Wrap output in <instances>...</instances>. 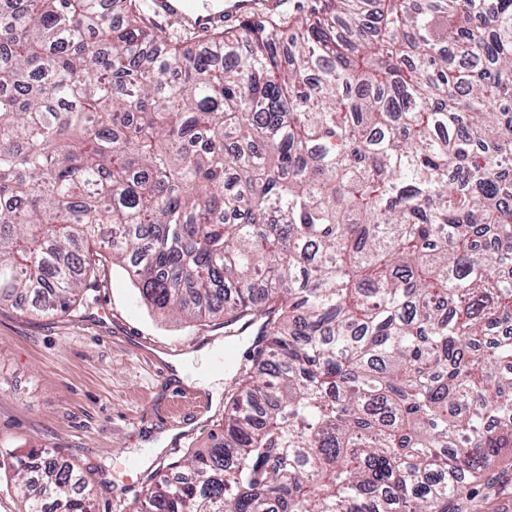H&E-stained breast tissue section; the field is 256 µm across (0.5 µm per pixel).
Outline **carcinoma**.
Returning <instances> with one entry per match:
<instances>
[{
	"instance_id": "1",
	"label": "carcinoma",
	"mask_w": 512,
	"mask_h": 512,
	"mask_svg": "<svg viewBox=\"0 0 512 512\" xmlns=\"http://www.w3.org/2000/svg\"><path fill=\"white\" fill-rule=\"evenodd\" d=\"M207 49L140 0H0V305L103 260L254 323L224 429L140 512H448L512 448V0H322ZM26 512H96L45 451Z\"/></svg>"
}]
</instances>
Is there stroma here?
<instances>
[{"mask_svg": "<svg viewBox=\"0 0 512 512\" xmlns=\"http://www.w3.org/2000/svg\"><path fill=\"white\" fill-rule=\"evenodd\" d=\"M207 345L223 349V324L148 310L109 265L74 316L0 306V448L45 449L90 482L97 512H135L157 471L223 428L204 387L211 363L194 357ZM173 356L188 357L189 381L172 374ZM464 512H512V460L476 485Z\"/></svg>", "mask_w": 512, "mask_h": 512, "instance_id": "35a3bbf8", "label": "stroma"}]
</instances>
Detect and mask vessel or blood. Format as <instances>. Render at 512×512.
Instances as JSON below:
<instances>
[{"mask_svg":"<svg viewBox=\"0 0 512 512\" xmlns=\"http://www.w3.org/2000/svg\"><path fill=\"white\" fill-rule=\"evenodd\" d=\"M282 0H148L149 20L205 36L244 17L278 13Z\"/></svg>","mask_w":512,"mask_h":512,"instance_id":"1","label":"vessel or blood"}]
</instances>
